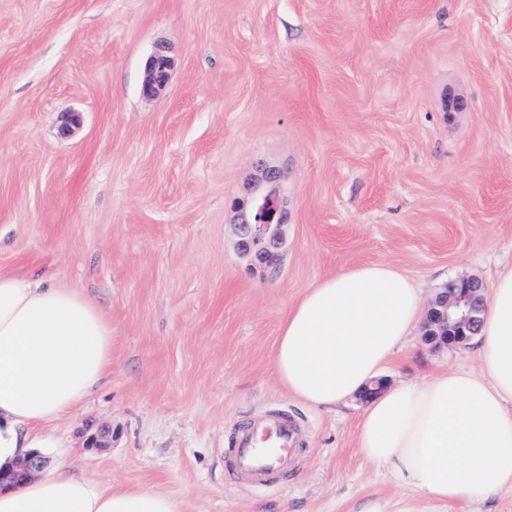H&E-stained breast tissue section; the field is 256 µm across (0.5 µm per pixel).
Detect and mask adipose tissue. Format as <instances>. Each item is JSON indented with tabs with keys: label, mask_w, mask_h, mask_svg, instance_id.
I'll return each instance as SVG.
<instances>
[{
	"label": "adipose tissue",
	"mask_w": 512,
	"mask_h": 512,
	"mask_svg": "<svg viewBox=\"0 0 512 512\" xmlns=\"http://www.w3.org/2000/svg\"><path fill=\"white\" fill-rule=\"evenodd\" d=\"M421 312L388 263L331 274L279 328L273 369L303 402L335 409L379 377ZM479 371L447 370L385 389L363 409L361 453L409 488L396 512H451L512 490V269L494 283L473 338ZM112 372V328L70 288L0 276V467L52 447L47 425ZM0 512H186L155 488L115 490L64 466L0 490Z\"/></svg>",
	"instance_id": "obj_1"
}]
</instances>
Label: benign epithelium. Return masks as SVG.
Here are the masks:
<instances>
[{
    "mask_svg": "<svg viewBox=\"0 0 512 512\" xmlns=\"http://www.w3.org/2000/svg\"><path fill=\"white\" fill-rule=\"evenodd\" d=\"M171 60L163 46L156 47L145 63L142 83L144 94L163 90L169 80ZM283 174L269 169L256 181L244 186L239 200L238 248L259 267L270 264L276 251L285 244V211L281 197ZM485 306V288L474 277L455 278L435 296L426 312L424 343L435 349L461 348L478 332L480 314ZM46 466L45 458L30 452L19 458L13 468L0 469V487L21 483Z\"/></svg>",
    "mask_w": 512,
    "mask_h": 512,
    "instance_id": "benign-epithelium-1",
    "label": "benign epithelium"
}]
</instances>
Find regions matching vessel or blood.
I'll return each mask as SVG.
<instances>
[{
	"label": "vessel or blood",
	"mask_w": 512,
	"mask_h": 512,
	"mask_svg": "<svg viewBox=\"0 0 512 512\" xmlns=\"http://www.w3.org/2000/svg\"><path fill=\"white\" fill-rule=\"evenodd\" d=\"M298 438L296 425L283 415L242 426L229 450L235 474L250 486L268 485L291 467Z\"/></svg>",
	"instance_id": "b4317fda"
}]
</instances>
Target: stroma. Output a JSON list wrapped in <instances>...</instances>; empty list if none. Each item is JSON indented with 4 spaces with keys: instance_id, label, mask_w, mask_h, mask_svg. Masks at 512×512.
Masks as SVG:
<instances>
[{
    "instance_id": "35a3bbf8",
    "label": "stroma",
    "mask_w": 512,
    "mask_h": 512,
    "mask_svg": "<svg viewBox=\"0 0 512 512\" xmlns=\"http://www.w3.org/2000/svg\"><path fill=\"white\" fill-rule=\"evenodd\" d=\"M160 44L169 81L146 97ZM268 168L287 242L260 271L236 201ZM380 262L427 304L512 266V0H0V274L76 289L112 324V373L55 423L48 466L186 512H394L406 490L360 452L362 402L314 408L272 369L306 288ZM447 368L478 370L472 347L417 332L383 375ZM278 412L302 429L293 470L231 480L224 448Z\"/></svg>"
}]
</instances>
